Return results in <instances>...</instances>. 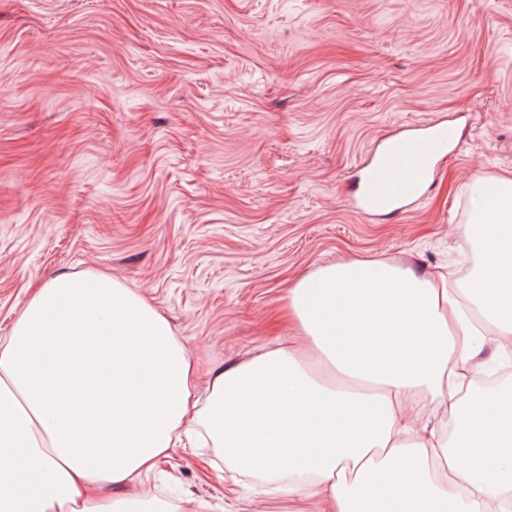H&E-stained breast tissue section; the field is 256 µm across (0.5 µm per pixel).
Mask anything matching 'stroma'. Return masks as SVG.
Listing matches in <instances>:
<instances>
[{"instance_id": "stroma-1", "label": "stroma", "mask_w": 512, "mask_h": 512, "mask_svg": "<svg viewBox=\"0 0 512 512\" xmlns=\"http://www.w3.org/2000/svg\"><path fill=\"white\" fill-rule=\"evenodd\" d=\"M456 125L404 211L348 205L408 122ZM512 178V0H0V337L60 274L145 294L196 381L285 340L282 298L376 256L457 281L476 179ZM148 484L292 512L212 449Z\"/></svg>"}]
</instances>
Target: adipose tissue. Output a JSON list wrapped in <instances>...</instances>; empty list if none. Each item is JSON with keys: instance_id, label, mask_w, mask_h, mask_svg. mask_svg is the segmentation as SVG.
I'll use <instances>...</instances> for the list:
<instances>
[{"instance_id": "ef3b65f1", "label": "adipose tissue", "mask_w": 512, "mask_h": 512, "mask_svg": "<svg viewBox=\"0 0 512 512\" xmlns=\"http://www.w3.org/2000/svg\"><path fill=\"white\" fill-rule=\"evenodd\" d=\"M456 287L374 258L284 297L288 341L197 394L167 318L111 276L61 275L0 343V512H175L140 492L170 448L317 498L318 512H496L512 490V178L471 191Z\"/></svg>"}]
</instances>
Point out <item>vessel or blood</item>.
I'll return each mask as SVG.
<instances>
[{"mask_svg": "<svg viewBox=\"0 0 512 512\" xmlns=\"http://www.w3.org/2000/svg\"><path fill=\"white\" fill-rule=\"evenodd\" d=\"M448 128L428 124L388 142L364 166L354 206L362 212L407 207L434 179Z\"/></svg>", "mask_w": 512, "mask_h": 512, "instance_id": "1", "label": "vessel or blood"}]
</instances>
